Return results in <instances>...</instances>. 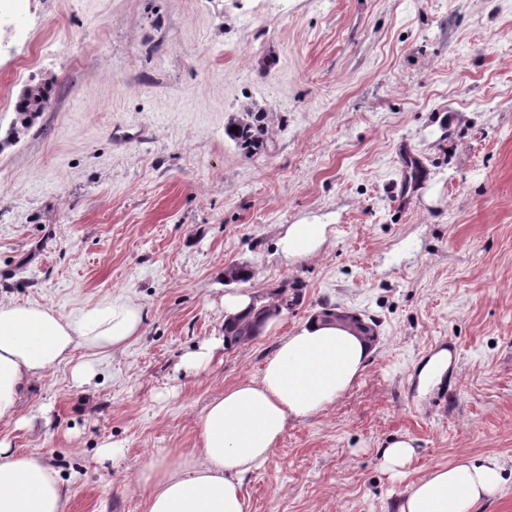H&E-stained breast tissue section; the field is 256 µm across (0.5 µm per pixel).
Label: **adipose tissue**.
<instances>
[{
    "label": "adipose tissue",
    "mask_w": 512,
    "mask_h": 512,
    "mask_svg": "<svg viewBox=\"0 0 512 512\" xmlns=\"http://www.w3.org/2000/svg\"><path fill=\"white\" fill-rule=\"evenodd\" d=\"M141 327V308L130 301L106 299L75 316L0 301V420L14 417L33 381L71 364L77 347L119 350ZM373 352L353 325L319 316L281 337L258 379L225 388L200 414L198 449H172L142 468L148 512H247L243 480L278 448L288 421L332 405ZM502 483L496 461L462 456L409 486L399 512H479ZM66 503L58 471L0 441V512H66Z\"/></svg>",
    "instance_id": "ef3b65f1"
}]
</instances>
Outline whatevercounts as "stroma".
<instances>
[{
    "mask_svg": "<svg viewBox=\"0 0 512 512\" xmlns=\"http://www.w3.org/2000/svg\"><path fill=\"white\" fill-rule=\"evenodd\" d=\"M52 101L0 148V301L139 304L126 348H78L0 440L65 481L66 512H146L136 474L200 444L212 397L261 375L304 320L375 324L335 403L290 421L244 480L249 512H398L432 468L492 457L480 512H512V0H0V139L25 85ZM261 110L263 148L226 134ZM325 242L292 257L290 225ZM246 264L244 285L224 270ZM301 289L271 330L224 335L226 294ZM448 348L444 385L415 387ZM403 477L380 451L401 435ZM416 455L415 440L409 436L395 438L381 453L384 468L393 473H399Z\"/></svg>",
    "mask_w": 512,
    "mask_h": 512,
    "instance_id": "35a3bbf8",
    "label": "stroma"
}]
</instances>
